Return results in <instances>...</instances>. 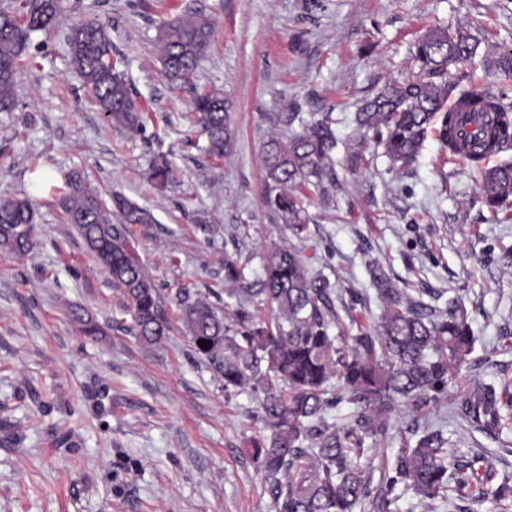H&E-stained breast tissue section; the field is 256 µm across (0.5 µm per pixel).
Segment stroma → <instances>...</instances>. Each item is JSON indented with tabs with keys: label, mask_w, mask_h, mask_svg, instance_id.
Instances as JSON below:
<instances>
[{
	"label": "stroma",
	"mask_w": 512,
	"mask_h": 512,
	"mask_svg": "<svg viewBox=\"0 0 512 512\" xmlns=\"http://www.w3.org/2000/svg\"><path fill=\"white\" fill-rule=\"evenodd\" d=\"M72 2L54 30L33 35L17 104L0 113V198L32 190L40 202L32 250L0 249V512H270L250 456L249 392L225 395L181 331L152 346L123 331L130 317L110 276L54 198L74 171L102 197L137 200L156 218L132 230L158 288L187 285L218 302L225 256L252 281L289 238L262 196L265 143L300 130L278 121L285 112L337 119L336 185L326 198L309 193L315 270L337 299L359 289L364 324L383 311L375 263L437 309L460 302L477 342L432 412L452 447L492 452L512 474V416L496 436L450 416L469 382L512 375V209L490 212L479 172L435 137L394 169L354 122L362 100L415 72V46L433 29L468 28L493 57L512 51V0H323L312 15L304 0ZM190 12L214 25L194 82L231 104L233 146L221 159L156 53L162 22ZM85 18L107 25L112 58L147 111L144 135L113 127L72 70L65 36ZM162 159L173 168L164 188L148 179ZM84 318L96 335L83 333Z\"/></svg>",
	"instance_id": "stroma-1"
}]
</instances>
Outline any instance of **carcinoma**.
Masks as SVG:
<instances>
[{
	"instance_id": "carcinoma-1",
	"label": "carcinoma",
	"mask_w": 512,
	"mask_h": 512,
	"mask_svg": "<svg viewBox=\"0 0 512 512\" xmlns=\"http://www.w3.org/2000/svg\"><path fill=\"white\" fill-rule=\"evenodd\" d=\"M64 11V0H5L0 6L1 113L16 106V75L30 62L32 35L50 32ZM211 37L208 16L176 17L161 26L158 54L164 77L189 89L208 153L221 159L231 123L224 95L200 91L191 82ZM67 46L70 64L112 126L143 133L144 113L112 60L107 27L80 20L70 27ZM478 49L479 41L464 27L428 33L416 45L415 75L366 100L355 123L402 167L415 161L431 131L454 154L466 148L468 164L482 175L484 203L496 214L512 207V163L487 168L485 161L512 144V104L502 89L474 94L448 78L452 66L474 59ZM458 100L474 112L492 113V123L457 138L458 119L448 104ZM336 146V118L329 110L313 113L289 140L272 136L265 145L264 203L300 243L309 236L301 187L311 185L328 196L336 181ZM150 181H172L167 161L153 166ZM63 182L58 199L63 220L76 227L120 290L131 317L124 331L144 344L161 343L172 330L173 306L195 354L222 381L225 395L252 394L261 430L251 440L250 454L266 483L270 512H399L407 490L430 510L439 503L449 512H480L479 506L491 501L499 512H512V478L500 474L483 451L467 455L448 447L443 425L424 421L427 409L448 396L449 383L474 351L476 337L456 300L438 311L406 295L376 265L371 278L384 303L381 321L373 328L359 324L357 334L349 335L333 302L335 285L312 270L317 254L307 256L291 242L271 247L262 275L241 288L244 267L224 258V280L236 284L228 289L233 306L220 308L188 286L166 296L143 263L130 228L155 223L153 213L121 194L113 195L108 207L73 173ZM37 219L29 193L0 199V248L28 253ZM344 294L349 297L344 311L358 324L353 311L362 303L361 292L346 288ZM254 297L263 298L270 319L251 306ZM202 340L205 349L198 345ZM343 404L349 405L344 422L329 421ZM400 409L410 418L408 436L375 485L357 459L379 440L393 438L391 418ZM454 414L486 433L500 432L512 414V378L503 372L496 385L472 384L456 401Z\"/></svg>"
}]
</instances>
